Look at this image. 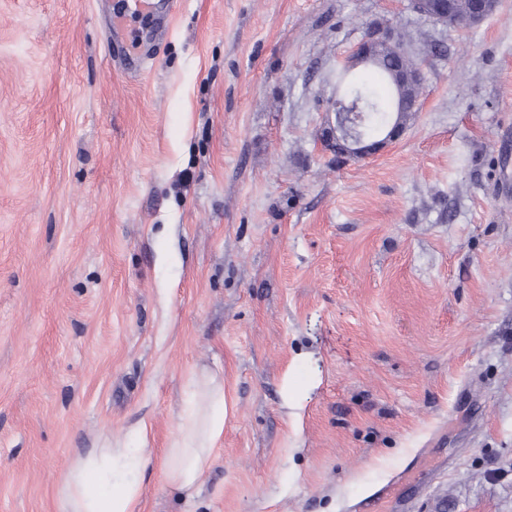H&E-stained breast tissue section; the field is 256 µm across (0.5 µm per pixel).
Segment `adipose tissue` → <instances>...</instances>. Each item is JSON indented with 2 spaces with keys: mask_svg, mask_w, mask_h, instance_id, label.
Instances as JSON below:
<instances>
[{
  "mask_svg": "<svg viewBox=\"0 0 512 512\" xmlns=\"http://www.w3.org/2000/svg\"><path fill=\"white\" fill-rule=\"evenodd\" d=\"M227 415L218 374L192 377L179 430L165 454L168 484L186 492L199 487L213 462ZM148 455V449L117 443L77 457L58 487V512H137Z\"/></svg>",
  "mask_w": 512,
  "mask_h": 512,
  "instance_id": "1",
  "label": "adipose tissue"
}]
</instances>
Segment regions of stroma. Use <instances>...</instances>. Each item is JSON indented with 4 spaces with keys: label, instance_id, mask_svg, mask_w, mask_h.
Segmentation results:
<instances>
[{
    "label": "stroma",
    "instance_id": "obj_1",
    "mask_svg": "<svg viewBox=\"0 0 512 512\" xmlns=\"http://www.w3.org/2000/svg\"><path fill=\"white\" fill-rule=\"evenodd\" d=\"M173 6L131 76L125 0H0V512H56L142 423L139 512H512V0ZM377 23L423 89L340 164L336 74ZM204 370L229 416L188 499L163 458ZM112 37L120 40L125 50L124 59L125 66L129 71H140L142 69V38H138L136 34L132 35L128 32L124 15L114 16L112 18ZM337 96L331 102L329 112H335V121L332 124L333 133L336 136V156L346 157H367L376 154L389 142L395 141L404 131V127L391 124L382 134L383 138L366 144L367 140L359 133L358 127L351 120V114L339 112L336 103Z\"/></svg>",
    "mask_w": 512,
    "mask_h": 512
}]
</instances>
